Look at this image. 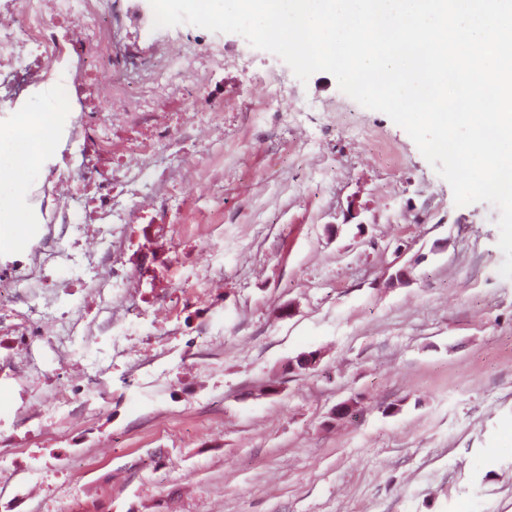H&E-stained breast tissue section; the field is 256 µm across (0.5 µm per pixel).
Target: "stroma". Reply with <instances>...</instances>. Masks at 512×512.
Returning a JSON list of instances; mask_svg holds the SVG:
<instances>
[{"label": "stroma", "mask_w": 512, "mask_h": 512, "mask_svg": "<svg viewBox=\"0 0 512 512\" xmlns=\"http://www.w3.org/2000/svg\"><path fill=\"white\" fill-rule=\"evenodd\" d=\"M115 41L162 61L135 0ZM191 79L147 82L173 123L192 96L221 125L189 132L169 187L185 277L203 297L134 324L111 355L112 404L0 444V512H512V280L499 210L450 185L387 115L334 76L298 80L241 35L187 26ZM273 74L298 122L260 109Z\"/></svg>", "instance_id": "35a3bbf8"}]
</instances>
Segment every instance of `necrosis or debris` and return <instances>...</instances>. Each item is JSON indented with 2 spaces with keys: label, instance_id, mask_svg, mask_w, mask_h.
Wrapping results in <instances>:
<instances>
[{
  "label": "necrosis or debris",
  "instance_id": "4bbe7bcc",
  "mask_svg": "<svg viewBox=\"0 0 512 512\" xmlns=\"http://www.w3.org/2000/svg\"><path fill=\"white\" fill-rule=\"evenodd\" d=\"M116 15L113 0H0V102L14 107L55 87L59 111L75 115L70 138L81 158L66 173H39L36 189L23 191L25 203L41 215L42 234L26 259L0 266V388L20 400L11 423L0 421L1 439L39 428L49 413L111 402V383L101 370H85L82 350L112 349L133 318L192 285L174 275L163 287L153 284L170 222L167 188L181 167L153 166L148 192L137 177H114L101 161L114 152L116 102L103 93L93 111L85 109L89 74H108L116 65ZM143 197L149 200L150 220L142 228L149 246L138 252L131 273L133 219L121 201ZM40 346L51 352L56 369L37 360ZM72 370L82 371V379L62 383Z\"/></svg>",
  "mask_w": 512,
  "mask_h": 512
}]
</instances>
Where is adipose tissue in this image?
<instances>
[{
    "label": "adipose tissue",
    "mask_w": 512,
    "mask_h": 512,
    "mask_svg": "<svg viewBox=\"0 0 512 512\" xmlns=\"http://www.w3.org/2000/svg\"><path fill=\"white\" fill-rule=\"evenodd\" d=\"M46 112L21 113L18 126L8 140L0 139V153H8V161L0 162V188L18 184L26 164L34 160L38 149L45 146L42 129L49 123Z\"/></svg>",
    "instance_id": "adipose-tissue-1"
}]
</instances>
